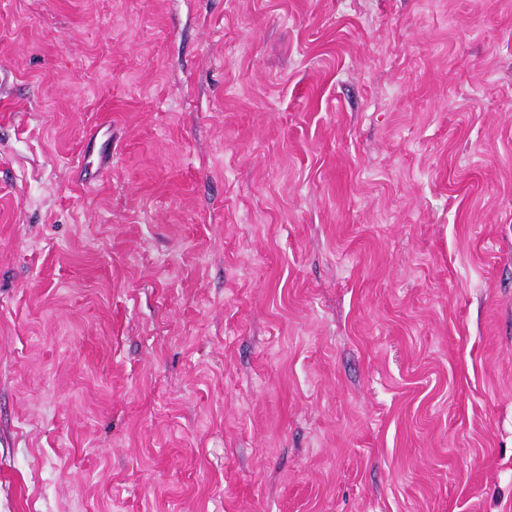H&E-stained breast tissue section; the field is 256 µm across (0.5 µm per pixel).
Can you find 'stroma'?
I'll return each instance as SVG.
<instances>
[{
  "instance_id": "35a3bbf8",
  "label": "stroma",
  "mask_w": 512,
  "mask_h": 512,
  "mask_svg": "<svg viewBox=\"0 0 512 512\" xmlns=\"http://www.w3.org/2000/svg\"><path fill=\"white\" fill-rule=\"evenodd\" d=\"M0 512H512V0H0ZM85 138L87 150L77 167L85 180L92 181L112 163V125L107 121L100 122L87 130ZM96 147V163L94 160L87 161V158L94 154Z\"/></svg>"
}]
</instances>
